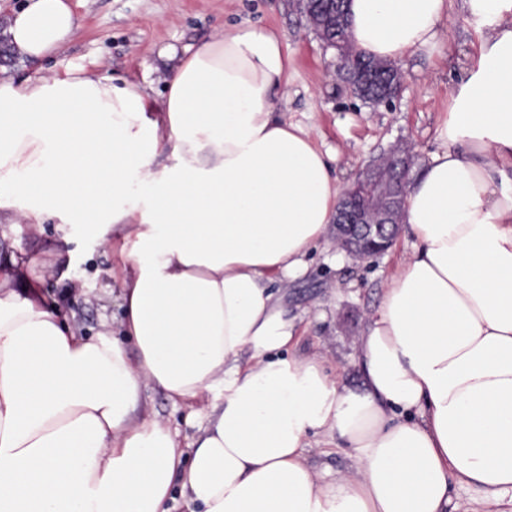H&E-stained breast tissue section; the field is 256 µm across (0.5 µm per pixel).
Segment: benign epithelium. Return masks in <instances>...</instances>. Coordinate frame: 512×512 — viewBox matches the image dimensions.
Returning <instances> with one entry per match:
<instances>
[{
    "label": "benign epithelium",
    "mask_w": 512,
    "mask_h": 512,
    "mask_svg": "<svg viewBox=\"0 0 512 512\" xmlns=\"http://www.w3.org/2000/svg\"><path fill=\"white\" fill-rule=\"evenodd\" d=\"M415 164L411 148L396 146L359 172L343 191L334 219V235L341 249L357 258H369L393 245Z\"/></svg>",
    "instance_id": "1"
}]
</instances>
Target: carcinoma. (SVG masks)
Returning <instances> with one entry per match:
<instances>
[{"mask_svg": "<svg viewBox=\"0 0 512 512\" xmlns=\"http://www.w3.org/2000/svg\"><path fill=\"white\" fill-rule=\"evenodd\" d=\"M336 4V28L321 26L325 18V9L331 4ZM296 7L312 26L316 27L321 39H336L340 54L356 65L364 64L371 68L379 78V84L368 92H362L354 76L346 73H338L339 79L351 94L365 100L373 106L380 105L384 89L391 85L394 79L392 71L394 64L391 62L372 58L357 50L348 33V16L345 0H297Z\"/></svg>", "mask_w": 512, "mask_h": 512, "instance_id": "obj_1", "label": "carcinoma"}]
</instances>
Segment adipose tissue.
<instances>
[{
	"instance_id": "1",
	"label": "adipose tissue",
	"mask_w": 512,
	"mask_h": 512,
	"mask_svg": "<svg viewBox=\"0 0 512 512\" xmlns=\"http://www.w3.org/2000/svg\"><path fill=\"white\" fill-rule=\"evenodd\" d=\"M479 56L450 93L439 145L408 187L412 240L360 339L359 388L297 349L271 285L327 236L342 187L277 94V31L226 27L148 81L76 66L0 69V224L123 233L122 319L135 355L86 337L0 260V512H481L512 498V0H349L354 45L388 62L435 49L452 5ZM79 27L70 0H25L5 43L49 56ZM190 407L180 444L141 413L144 386ZM349 449L323 479L307 437Z\"/></svg>"
}]
</instances>
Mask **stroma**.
Here are the masks:
<instances>
[{
    "label": "stroma",
    "instance_id": "obj_1",
    "mask_svg": "<svg viewBox=\"0 0 512 512\" xmlns=\"http://www.w3.org/2000/svg\"><path fill=\"white\" fill-rule=\"evenodd\" d=\"M80 27L56 54L4 65L17 78L62 74L71 67H99L106 75L130 80L159 78L174 65L162 57L168 46L184 47L208 38L217 28L259 25L277 29L288 55V86L281 110L288 121L310 131L326 151L341 185L352 183L370 161L397 145L417 155L413 176H420L437 146L438 128L448 116V91L460 77L464 59H476L479 33L458 12H451L442 47L419 50L398 61L402 88L391 106L373 107L345 90L334 74L336 55L323 43L295 0H73ZM21 245L34 258L44 287L68 320L85 335L119 330V280L112 272L121 260L117 249L104 247L82 229L61 238L55 225L35 232L28 225L0 228V252ZM411 243L397 238L385 253L360 261L326 262L335 253L325 240L309 257L306 274L278 281L274 290L294 317L300 333L299 352L323 358L327 371L348 386L360 382L354 357L370 316L377 309L389 274ZM142 410L155 415L189 442L198 415L173 405L161 392L145 389ZM307 457L317 474L350 475L355 463L348 449L308 438Z\"/></svg>",
    "mask_w": 512,
    "mask_h": 512
}]
</instances>
